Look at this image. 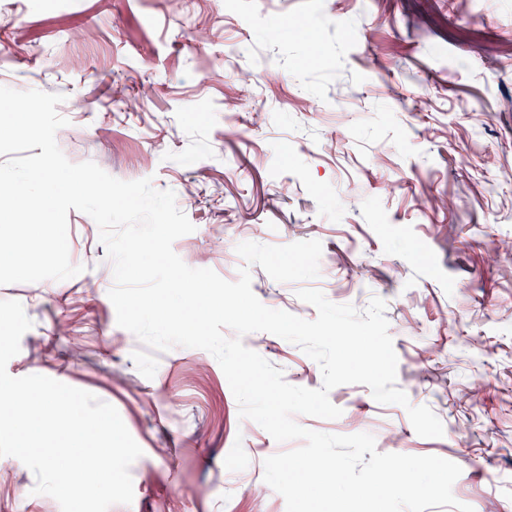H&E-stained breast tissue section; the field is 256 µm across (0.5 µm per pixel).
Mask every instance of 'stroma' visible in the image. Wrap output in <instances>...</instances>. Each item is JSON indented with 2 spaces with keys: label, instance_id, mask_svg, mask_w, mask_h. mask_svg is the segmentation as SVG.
<instances>
[{
  "label": "stroma",
  "instance_id": "stroma-1",
  "mask_svg": "<svg viewBox=\"0 0 512 512\" xmlns=\"http://www.w3.org/2000/svg\"><path fill=\"white\" fill-rule=\"evenodd\" d=\"M0 86L63 95L69 161L173 190L195 227L173 244L190 267L234 281L239 243L320 241L307 285L360 310L385 301L396 386L444 434L417 435L359 384L330 391L339 418L297 423L452 461L459 502L512 512V0H0ZM67 227L82 273L0 285L32 322L7 371L116 407L143 454L132 503L110 512H286L263 462L297 441L240 419L207 351L154 352L120 328L97 224L72 209ZM250 273L265 306L316 318L300 283ZM243 343L321 387L297 345ZM35 483L0 457V512H61Z\"/></svg>",
  "mask_w": 512,
  "mask_h": 512
}]
</instances>
